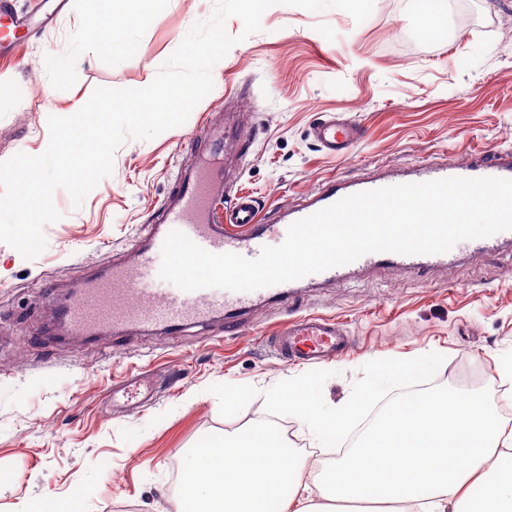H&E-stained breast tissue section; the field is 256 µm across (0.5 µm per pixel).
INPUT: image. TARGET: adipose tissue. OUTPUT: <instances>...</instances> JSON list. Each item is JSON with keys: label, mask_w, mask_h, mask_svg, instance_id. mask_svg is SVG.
Returning <instances> with one entry per match:
<instances>
[{"label": "adipose tissue", "mask_w": 512, "mask_h": 512, "mask_svg": "<svg viewBox=\"0 0 512 512\" xmlns=\"http://www.w3.org/2000/svg\"><path fill=\"white\" fill-rule=\"evenodd\" d=\"M87 53L131 49L159 0H103ZM397 512H512V421L471 395L437 391L397 405L333 462L306 465L252 427L193 448L174 512H330L332 503Z\"/></svg>", "instance_id": "obj_1"}]
</instances>
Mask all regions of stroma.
Listing matches in <instances>:
<instances>
[{"label":"stroma","mask_w":512,"mask_h":512,"mask_svg":"<svg viewBox=\"0 0 512 512\" xmlns=\"http://www.w3.org/2000/svg\"><path fill=\"white\" fill-rule=\"evenodd\" d=\"M214 7L162 0L133 49L85 56L75 47L91 36L97 9L67 0L50 26L0 54V161L41 154L48 108H69L98 87L148 86ZM417 18L416 0H374L359 24L339 9L270 7L261 31L226 54L183 125L127 139L81 207L55 191L61 217L45 226L38 257L0 243V512H31L78 490L83 512H168L172 464L187 465L200 442L263 419V390L314 367L270 351L292 314L336 317L352 336L346 354L317 366L333 373L323 387L330 405L350 396L365 363L425 352L448 359L439 385L476 391L497 382L498 363L512 356V242L422 275L384 264L316 286H269L235 333L220 320L177 333L108 328L81 342L43 330L57 298L133 258L211 136L225 144L229 193L253 195L268 224L279 207L333 178L512 149V0H450L445 31L423 40ZM333 113L363 131L343 156L311 134ZM219 383L259 395L225 418L210 391Z\"/></svg>","instance_id":"1"}]
</instances>
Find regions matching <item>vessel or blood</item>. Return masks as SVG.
Instances as JSON below:
<instances>
[{"instance_id": "1", "label": "vessel or blood", "mask_w": 512, "mask_h": 512, "mask_svg": "<svg viewBox=\"0 0 512 512\" xmlns=\"http://www.w3.org/2000/svg\"><path fill=\"white\" fill-rule=\"evenodd\" d=\"M28 31V24L14 14L10 0H0V50L24 41ZM314 136L327 152L346 154L361 132L355 125L332 118L319 123ZM221 152L219 143L210 144L208 157L188 178L182 179L178 191L163 203L160 223L150 226L130 263L113 265L100 276L85 281L60 303L57 315L72 338H87L107 325L160 326L177 332L219 314L224 317L225 330L242 328L240 313L256 303L259 291H185L165 287L159 276L161 248L170 231L183 232L209 252L235 253L249 259L259 255L267 236L274 232V225L260 223L259 207L253 196L237 195L230 203H223L225 174L218 161ZM450 177L512 179V151L491 156L479 152L465 163L429 160L406 175L380 173L354 184L332 180L301 203L280 210L279 220L292 224L358 192ZM508 241H512V230L465 240L453 250L439 254L368 253L349 265L307 275L304 281L321 284L346 271L364 270L383 262L421 273L448 264L455 254L483 252ZM347 344V332L336 319L304 316L290 319L278 332L273 351L287 359L316 362L335 357Z\"/></svg>"}]
</instances>
